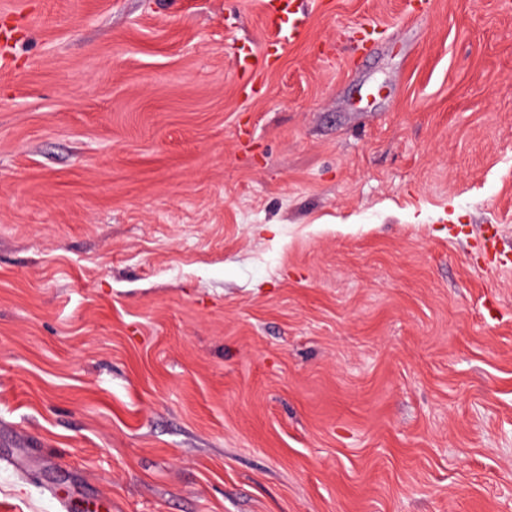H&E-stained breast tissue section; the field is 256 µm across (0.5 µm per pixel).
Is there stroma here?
I'll return each mask as SVG.
<instances>
[{"label": "stroma", "instance_id": "stroma-1", "mask_svg": "<svg viewBox=\"0 0 512 512\" xmlns=\"http://www.w3.org/2000/svg\"><path fill=\"white\" fill-rule=\"evenodd\" d=\"M300 7L0 0V512H512V0ZM266 41L261 51L250 47L238 48L239 70L246 78V87L256 93L258 78L279 58L288 44L301 37L305 15L297 7V0H266Z\"/></svg>", "mask_w": 512, "mask_h": 512}]
</instances>
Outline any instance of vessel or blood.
<instances>
[{"label": "vessel or blood", "mask_w": 512, "mask_h": 512, "mask_svg": "<svg viewBox=\"0 0 512 512\" xmlns=\"http://www.w3.org/2000/svg\"><path fill=\"white\" fill-rule=\"evenodd\" d=\"M305 24L297 0H266V41L262 50L242 46L237 51L238 66L247 86L258 88L260 76L288 44L302 36Z\"/></svg>", "instance_id": "1"}]
</instances>
